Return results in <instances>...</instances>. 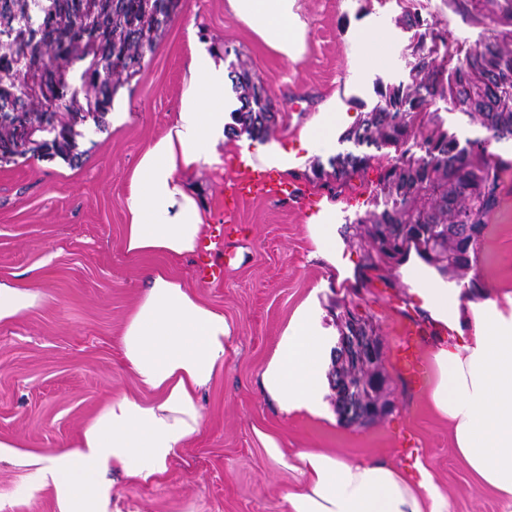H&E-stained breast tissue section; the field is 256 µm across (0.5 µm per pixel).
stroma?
Wrapping results in <instances>:
<instances>
[{"label": "stroma", "instance_id": "stroma-1", "mask_svg": "<svg viewBox=\"0 0 512 512\" xmlns=\"http://www.w3.org/2000/svg\"><path fill=\"white\" fill-rule=\"evenodd\" d=\"M298 6L306 24L298 61L273 54L226 0H178L153 54L119 87L111 111L65 120L67 147H60L56 132L37 129L42 122L57 123L58 113L15 116L16 146L0 154V279L39 290L43 300L19 320L0 324L1 438L18 440L29 451L51 450L74 440L112 394L139 392L121 361L120 332L144 272L162 260L134 259L122 249L126 177L172 124L189 83L193 45L223 58L227 112L241 105L238 83L244 77L276 101L277 122L265 141L285 146L298 140L325 99L335 98L337 108L357 121L376 105L379 90L410 85L419 37L436 42L435 64L449 69L490 33L488 0L466 13L448 0H298ZM408 8L419 13L421 27L406 23ZM377 31L390 36L387 56L362 63L361 37ZM346 131L337 126L329 147L305 156L288 176L296 196L241 204L226 238L231 258L222 284L197 283L193 260L174 264L198 297L232 323L234 348L202 393V435L152 485L116 479L112 512H286L284 491L297 476L268 459L254 435L258 427L280 433L292 453L331 448L409 468L422 465L447 492L449 512H512V503L478 486L454 449L447 422L428 409L424 385L407 379L397 363L404 325L419 327L421 350L437 336L404 279V264L388 267L370 290L357 286L354 224L386 204L379 171L370 168L338 196L313 176L331 172L339 155L375 154V147L347 140ZM248 140L244 133L226 135L222 171L203 166L188 178L213 223L224 221V185L237 179L239 146ZM315 201L332 210L340 267L328 265L309 236L304 205ZM465 276L478 278L485 291H512V172ZM311 295L331 336H340L347 308L372 317L389 411L371 424L347 421L333 391L328 421L284 419L261 393L260 369L282 325ZM26 475L24 467L0 462V495L11 499L5 512H55L50 493L30 502L14 498Z\"/></svg>", "mask_w": 512, "mask_h": 512}]
</instances>
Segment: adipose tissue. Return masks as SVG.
<instances>
[{
  "instance_id": "adipose-tissue-1",
  "label": "adipose tissue",
  "mask_w": 512,
  "mask_h": 512,
  "mask_svg": "<svg viewBox=\"0 0 512 512\" xmlns=\"http://www.w3.org/2000/svg\"><path fill=\"white\" fill-rule=\"evenodd\" d=\"M297 0H226L229 10L272 51L297 60L306 25ZM192 82L167 132L153 141L128 176L122 248L131 257L193 256L212 217L190 192L185 176L221 165L224 143V62L204 48L190 60ZM326 100L297 146L243 153L242 171L261 165L288 174L303 151L325 147L329 131L347 121ZM412 293L446 335L429 349V409L447 420L457 454L481 486L512 502V293L449 286L432 270L408 269ZM40 291L0 280V324L40 305ZM235 332L167 267L143 277L142 290L121 332L123 361L142 394H115L63 447L35 453L0 438V461L27 468L17 496L51 492L55 512H112L114 476L148 485L166 473L178 453L201 434V394L223 371ZM333 339L321 322L315 296L302 301L281 327L263 364V395L283 415L328 416L326 367ZM254 434L268 458L297 473L286 489L287 512H448V497L426 468L410 470L367 458L347 459L322 448L288 453L280 437Z\"/></svg>"
}]
</instances>
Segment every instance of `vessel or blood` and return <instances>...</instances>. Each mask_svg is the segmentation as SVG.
Returning <instances> with one entry per match:
<instances>
[{
    "label": "vessel or blood",
    "instance_id": "b4317fda",
    "mask_svg": "<svg viewBox=\"0 0 512 512\" xmlns=\"http://www.w3.org/2000/svg\"><path fill=\"white\" fill-rule=\"evenodd\" d=\"M291 184L276 180L271 171L259 167L245 179L228 184L224 192V221L212 225L209 237L198 251L194 276L204 285L221 283L224 279V231L236 218L238 203L255 196L280 198L293 195ZM415 331H407L400 343L399 360L410 377L421 378L420 359L415 345Z\"/></svg>",
    "mask_w": 512,
    "mask_h": 512
}]
</instances>
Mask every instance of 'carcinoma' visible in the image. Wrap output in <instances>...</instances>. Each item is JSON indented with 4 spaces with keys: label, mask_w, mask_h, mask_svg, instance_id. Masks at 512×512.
<instances>
[{
    "label": "carcinoma",
    "mask_w": 512,
    "mask_h": 512,
    "mask_svg": "<svg viewBox=\"0 0 512 512\" xmlns=\"http://www.w3.org/2000/svg\"><path fill=\"white\" fill-rule=\"evenodd\" d=\"M178 0H0V29L12 33L0 45V113L42 112L40 99L28 94L24 77L37 79L44 97L59 81L37 68L39 54L67 67L66 80L78 94L59 112H110L121 83L135 76L154 52ZM98 31L91 53L80 49L84 21ZM241 107L234 112L239 132L261 136L277 113L260 104L249 82L240 83ZM440 94L464 104L462 113L485 132L460 142L454 134L429 125L437 122L432 99ZM380 100L347 137L358 144L394 148L397 155L379 164L381 183L391 204L361 220L359 238L364 267L378 271L412 249L444 274L470 265V253L483 237L487 219L499 203L505 164L489 151L490 140L512 139V30H492L465 59L434 85L416 64L411 85L378 92ZM423 136L424 154L404 146ZM373 156L338 159L333 179L343 189L371 166Z\"/></svg>",
    "instance_id": "cac0c4a2"
}]
</instances>
